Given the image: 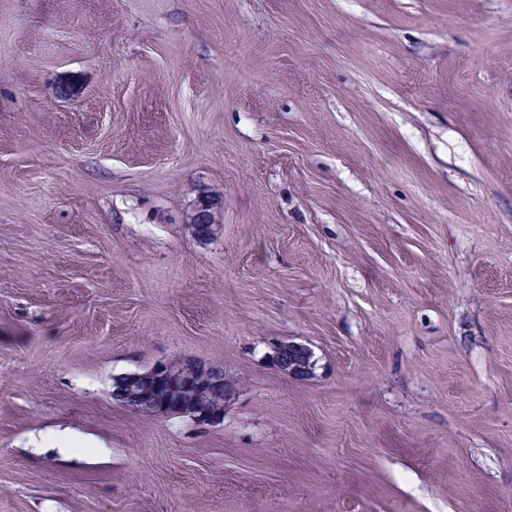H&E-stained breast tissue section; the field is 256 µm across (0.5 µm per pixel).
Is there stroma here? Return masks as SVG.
<instances>
[{
    "instance_id": "stroma-1",
    "label": "stroma",
    "mask_w": 512,
    "mask_h": 512,
    "mask_svg": "<svg viewBox=\"0 0 512 512\" xmlns=\"http://www.w3.org/2000/svg\"><path fill=\"white\" fill-rule=\"evenodd\" d=\"M0 512H512V0H0ZM220 206L217 199L203 194L192 205L187 223L200 242L211 240L221 227ZM266 358L273 370L285 376L309 380L316 375L318 359L307 344L281 340L273 345ZM174 360L176 359H160L146 372L143 370L115 377L111 391L112 402L135 413L170 416L175 414L173 407L170 406L172 403L170 399L159 397L149 400L141 394H133L132 392L135 391L137 384L148 379H159L166 380L171 384L184 381L187 384L195 383L214 389H220L224 385V392H216L198 386L178 385L171 388L163 383H160L157 387L160 395H170L172 400H192L199 404L176 401L179 406L175 407L179 410V413L189 415L198 425L207 427L222 425L224 423V412L236 398V386L224 380L222 375L213 369L214 365L211 363L181 358L178 360L184 361L180 365H175L172 363ZM178 366L192 369L191 378H185L180 373L181 369ZM222 407L224 410H219Z\"/></svg>"
}]
</instances>
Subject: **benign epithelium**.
Wrapping results in <instances>:
<instances>
[{
    "instance_id": "benign-epithelium-1",
    "label": "benign epithelium",
    "mask_w": 512,
    "mask_h": 512,
    "mask_svg": "<svg viewBox=\"0 0 512 512\" xmlns=\"http://www.w3.org/2000/svg\"><path fill=\"white\" fill-rule=\"evenodd\" d=\"M187 223L197 240L207 242L219 231L220 206L217 199L203 194L192 205ZM269 366L285 375L297 379L309 380L316 375L318 359L314 350L307 344L293 340H281L275 343L267 355ZM148 379L166 380L172 384L186 382L214 389H224V407H229L237 395L236 386L224 380L213 364L186 358L177 366L170 359H160L144 372L122 374L112 383V402L135 413L153 416H170L174 410L187 414L201 426L214 427L224 423V411L212 410L194 403L178 402L171 407V400L164 397L149 400L135 392V387Z\"/></svg>"
}]
</instances>
